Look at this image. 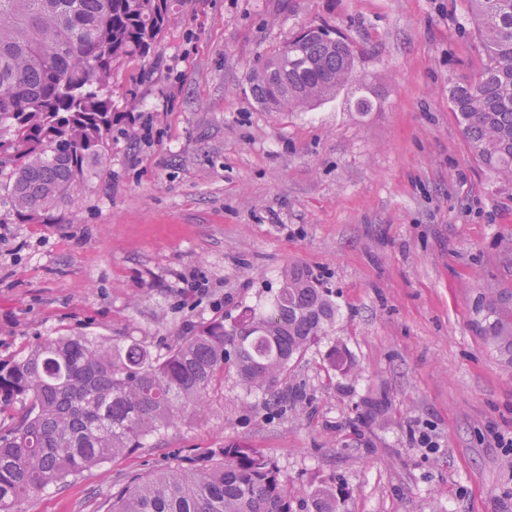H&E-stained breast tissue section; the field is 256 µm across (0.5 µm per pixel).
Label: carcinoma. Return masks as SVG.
I'll use <instances>...</instances> for the list:
<instances>
[{
	"mask_svg": "<svg viewBox=\"0 0 512 512\" xmlns=\"http://www.w3.org/2000/svg\"><path fill=\"white\" fill-rule=\"evenodd\" d=\"M484 61L448 86L472 155L512 186V0H470ZM168 0H0V190L19 221L51 224L112 140L108 86L117 66L148 57L167 28ZM314 58L299 71L295 57ZM356 79V53L327 27L304 29L253 70V96L269 112L322 102ZM506 272L472 302L477 335L512 365V236L498 240ZM338 309L311 271L291 266L260 310L231 328L215 319L182 336L160 359L135 339L56 336L0 358V409L27 404L0 433V512L85 469L129 455L181 414L196 410L224 366L251 390L268 391L327 335ZM328 367L351 361L332 348ZM336 512V490L298 504L275 462L227 446L202 463L178 459L135 478L111 512Z\"/></svg>",
	"mask_w": 512,
	"mask_h": 512,
	"instance_id": "1",
	"label": "carcinoma"
}]
</instances>
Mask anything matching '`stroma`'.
<instances>
[{
	"label": "stroma",
	"instance_id": "stroma-1",
	"mask_svg": "<svg viewBox=\"0 0 512 512\" xmlns=\"http://www.w3.org/2000/svg\"><path fill=\"white\" fill-rule=\"evenodd\" d=\"M169 6L157 65L112 81L102 170L53 224L0 203V358L51 336L162 356L263 303L293 265L333 291L336 323L293 368L302 399L266 401L225 367L203 412L14 512H109L134 477L227 445L270 456L297 500L335 486L337 512H512V368L472 325L476 287L503 273L494 243L512 233V188L475 160L448 105L449 80L482 63L469 0ZM319 25L352 44L357 80L313 108L266 111L251 71ZM189 274L207 293L182 296ZM335 344L350 374L329 369Z\"/></svg>",
	"mask_w": 512,
	"mask_h": 512
}]
</instances>
